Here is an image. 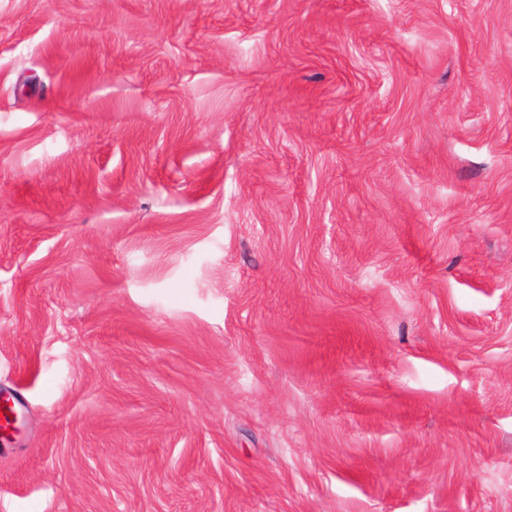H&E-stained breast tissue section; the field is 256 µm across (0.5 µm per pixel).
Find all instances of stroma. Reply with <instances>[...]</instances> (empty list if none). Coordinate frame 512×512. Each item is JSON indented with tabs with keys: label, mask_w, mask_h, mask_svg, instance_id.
I'll list each match as a JSON object with an SVG mask.
<instances>
[{
	"label": "stroma",
	"mask_w": 512,
	"mask_h": 512,
	"mask_svg": "<svg viewBox=\"0 0 512 512\" xmlns=\"http://www.w3.org/2000/svg\"><path fill=\"white\" fill-rule=\"evenodd\" d=\"M0 512H512V0H0Z\"/></svg>",
	"instance_id": "1"
}]
</instances>
